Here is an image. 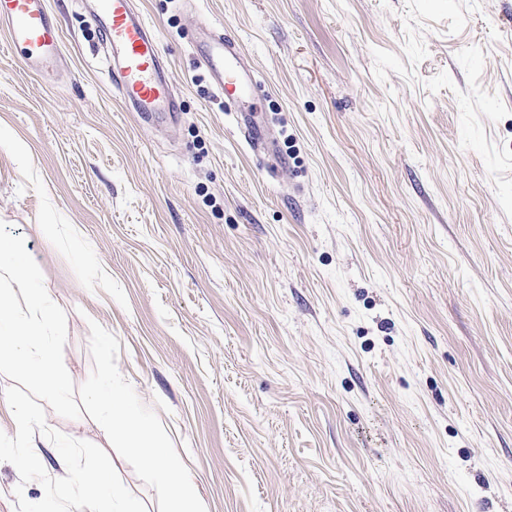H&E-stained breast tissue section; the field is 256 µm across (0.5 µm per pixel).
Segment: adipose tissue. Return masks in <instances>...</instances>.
I'll return each instance as SVG.
<instances>
[{"mask_svg": "<svg viewBox=\"0 0 512 512\" xmlns=\"http://www.w3.org/2000/svg\"><path fill=\"white\" fill-rule=\"evenodd\" d=\"M59 349L58 339L50 334L45 295L32 276L30 260L0 237V355H8L21 369L38 370L50 394L58 396L67 386L58 364ZM96 399L102 407V426L122 435L155 473L168 502L167 512H196L192 486L181 477L177 461L161 450L151 421L129 405L126 391L109 384Z\"/></svg>", "mask_w": 512, "mask_h": 512, "instance_id": "1", "label": "adipose tissue"}]
</instances>
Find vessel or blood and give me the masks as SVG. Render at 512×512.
<instances>
[{
  "label": "vessel or blood",
  "instance_id": "b4317fda",
  "mask_svg": "<svg viewBox=\"0 0 512 512\" xmlns=\"http://www.w3.org/2000/svg\"><path fill=\"white\" fill-rule=\"evenodd\" d=\"M94 22L107 48L112 84L128 111L145 122L163 115L176 120L178 106L168 63L159 40L133 0H96ZM0 22L7 25V43L28 67L43 71L62 56L60 30L48 12L47 0H0ZM226 111L236 113L237 130L252 151L267 145L264 130L246 111L257 82L245 70L236 43L223 28L212 27L195 41Z\"/></svg>",
  "mask_w": 512,
  "mask_h": 512
}]
</instances>
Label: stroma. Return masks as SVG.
Returning <instances> with one entry per match:
<instances>
[{
    "mask_svg": "<svg viewBox=\"0 0 512 512\" xmlns=\"http://www.w3.org/2000/svg\"><path fill=\"white\" fill-rule=\"evenodd\" d=\"M180 112L113 93L83 0L49 73L0 35V221L67 321L80 418L117 381L200 512H512V0H140ZM223 25L287 156L268 175L199 62Z\"/></svg>",
    "mask_w": 512,
    "mask_h": 512,
    "instance_id": "obj_1",
    "label": "stroma"
}]
</instances>
